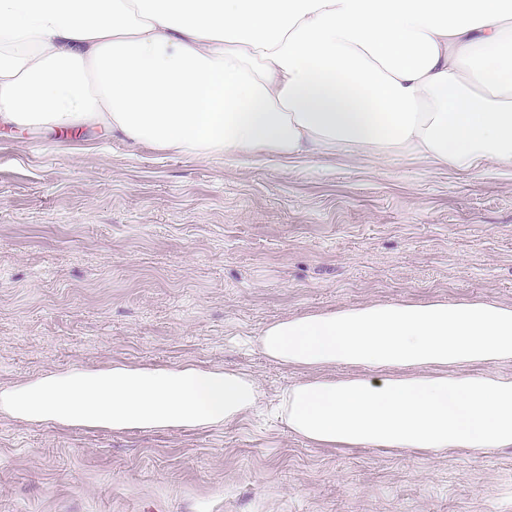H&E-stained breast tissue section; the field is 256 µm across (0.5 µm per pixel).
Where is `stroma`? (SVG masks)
I'll return each instance as SVG.
<instances>
[{
    "mask_svg": "<svg viewBox=\"0 0 512 512\" xmlns=\"http://www.w3.org/2000/svg\"><path fill=\"white\" fill-rule=\"evenodd\" d=\"M512 306V165L186 159L0 125V386L112 362L249 372L259 411L115 435L0 417V512H512V449L317 448L270 412L302 379L271 320L386 301Z\"/></svg>",
    "mask_w": 512,
    "mask_h": 512,
    "instance_id": "stroma-1",
    "label": "stroma"
}]
</instances>
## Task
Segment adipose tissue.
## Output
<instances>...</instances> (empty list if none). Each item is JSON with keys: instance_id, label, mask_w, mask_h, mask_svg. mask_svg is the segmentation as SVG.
<instances>
[{"instance_id": "adipose-tissue-1", "label": "adipose tissue", "mask_w": 512, "mask_h": 512, "mask_svg": "<svg viewBox=\"0 0 512 512\" xmlns=\"http://www.w3.org/2000/svg\"><path fill=\"white\" fill-rule=\"evenodd\" d=\"M100 127L190 159L411 155L512 164V0H0V124ZM267 359L311 372L277 416L318 448L437 459L512 448V307L373 303L267 323ZM357 367L344 379L319 371ZM247 372L75 366L0 387V416L127 433L255 410Z\"/></svg>"}]
</instances>
